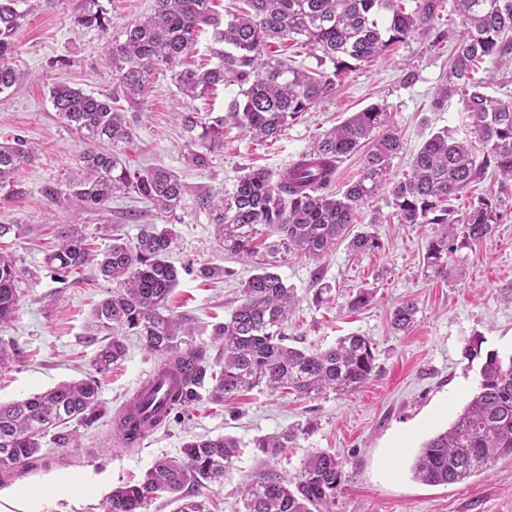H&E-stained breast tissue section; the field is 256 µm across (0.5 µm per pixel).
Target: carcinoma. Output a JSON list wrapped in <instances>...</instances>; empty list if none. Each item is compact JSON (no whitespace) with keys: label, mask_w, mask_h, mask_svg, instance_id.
<instances>
[{"label":"carcinoma","mask_w":512,"mask_h":512,"mask_svg":"<svg viewBox=\"0 0 512 512\" xmlns=\"http://www.w3.org/2000/svg\"><path fill=\"white\" fill-rule=\"evenodd\" d=\"M26 2L0 0V95L12 94L23 82L11 59L25 16L20 5ZM213 2L153 0L148 15L129 23L124 41L107 45L119 95L89 94L66 84L51 88L58 119L94 144L80 155L77 171L66 183L67 195L82 211L97 212L115 194L134 193L166 221L176 219L185 189L179 176L163 167L132 171L116 152L131 136L119 100L137 104L162 68L186 97L203 96L218 85L238 88L225 115L205 119L197 112L181 113L183 129L191 134L185 159L205 168L211 154L224 147L227 123L255 141L274 139L334 92L357 63L385 54L415 31L433 33L437 40L444 37L435 27L442 0H416L410 12L404 0H239V6L222 14ZM453 12L464 31L454 45L438 101L459 97L480 151L442 130L423 144L409 172L396 178L391 168L401 150L398 129L392 113L374 104L318 137L278 177L250 169L218 203L210 196L199 198L202 207L217 211L216 236L224 252L255 263V273L240 289L239 304L213 328L212 340L218 344L214 358L204 347H181L176 320L162 314L178 283V272L168 262L172 229L147 224L136 241L116 236L100 253L90 247L79 225L69 224L60 232L58 245L44 258L48 268L72 271L94 261L103 279L112 283L89 323L88 335L110 337L96 354V372L105 373L122 360V336L130 333L149 354L162 359L161 368L186 373L178 391L166 395L173 412L185 410L208 377L215 402L231 401L260 386L299 398L329 391L346 394L371 380L375 355L364 335L340 336L334 346L320 351L284 344L283 325L297 297L271 268L277 257L291 254L319 262L343 241L357 253L380 248L369 227L355 233L353 224L357 210L382 194L392 197L399 223L440 226L425 257L427 270L435 276L448 277V260L458 248L491 237L501 219L497 195L479 197L462 215L451 201L483 181L490 170L512 181V102L488 94L473 76L476 64L512 54V37L505 38L512 34V0H453ZM75 23L104 31L109 19L100 0H83ZM206 27L218 62L203 70L192 67L190 60ZM276 41L310 49L317 66L297 67L265 56ZM359 151L363 159L358 178L342 195L333 194L330 186L338 164ZM31 154L32 147L21 136H0V202L22 193L17 173ZM18 276L12 255L0 251L1 328L18 310ZM372 299L370 289L359 288L346 307L357 312ZM417 313L414 302L402 303L391 313L392 328L409 330ZM479 377L477 392L451 426L425 442L416 455L412 474L420 483L457 484L499 460H512V358L486 354ZM103 415L98 381L92 377L0 403V478L32 467L45 436L54 434L57 445L66 448L74 436L60 428L72 423L89 427ZM305 432L296 425L252 441L269 462L242 484L245 512H329L343 478V461L336 454L316 452L291 476L270 463ZM239 448L241 442L230 436L194 437L184 444L181 456L156 459L142 481L113 488L102 512H146L160 494L171 496L173 512H210L202 490L224 481Z\"/></svg>","instance_id":"carcinoma-1"}]
</instances>
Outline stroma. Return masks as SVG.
I'll return each mask as SVG.
<instances>
[{
  "mask_svg": "<svg viewBox=\"0 0 512 512\" xmlns=\"http://www.w3.org/2000/svg\"><path fill=\"white\" fill-rule=\"evenodd\" d=\"M101 2L112 19L104 33L75 25L81 0H57L51 8L42 0H29L13 58L24 83L19 92L0 95V133L21 135L34 150L17 174L21 194L0 203V224H19L24 230L21 238L0 240L23 272L15 319L0 329V338L11 341L16 352L10 366L0 371V402L94 375L107 415L79 428L77 446L63 449L45 437L33 467L0 484V512H98L113 488L138 482L159 456H180L184 443L194 437L224 435L239 439L243 449L223 484L209 486L206 494L212 512H244L238 487L264 461L251 441L295 424L307 432L278 456L277 467L293 474L313 452L337 454L344 478L330 512H512L510 462H495L485 473L451 485L427 486L411 473L422 444L446 430L477 389L480 362L468 357V348L512 355V182H498L492 175L453 202L462 213L473 198L492 192L505 205L490 239L450 257L456 272L452 279L424 268L434 226L398 223L385 195L356 215L357 224H371L380 249L356 255L342 243L321 263L290 257L279 264L278 274L298 297L285 327L288 345L314 350L351 332L369 337L376 370L363 388L313 399L257 388L217 403L204 386L188 410L172 413L142 444L125 446L114 440L112 415L124 408L159 360L128 336L124 359L110 372L96 374L97 345L86 325L110 285L92 262L66 277L43 263L45 251L58 243L57 228L72 216H79L93 246L101 250L113 235L132 241L144 225L162 222L132 193L114 196L95 213L81 211L72 200L50 201L44 193L48 187L64 189L87 148L80 133L59 122L50 89L64 83L88 93H114L104 47L152 5V0ZM452 46L448 39L436 44L411 34L405 43L349 73L332 95L290 122L278 138L260 144L238 130H226L223 148L203 169L185 162L188 136L181 115H221L237 89L220 85L206 96L182 100L170 75H156L139 103L129 108L131 136L118 150L130 169L167 168L185 186L170 254L179 283L168 299L171 314L191 330L182 337V346H203L216 355L212 329L229 316L242 281L253 272L249 258L225 254L215 238L213 212L199 206V197L231 192L248 167L279 174L318 135L373 104L389 107L402 137L403 149L392 163L394 175L407 171L426 139L439 130L471 138L459 99L436 101ZM375 214L381 217L376 225L371 222ZM205 264L223 266L229 274L221 280L202 278L198 269ZM322 282L331 285L333 300L318 306L313 296ZM360 287L371 289L373 300L363 310L348 311L346 299ZM408 300L419 308L417 320L408 331H394L391 313ZM66 481H83L87 487L65 491L61 485Z\"/></svg>",
  "mask_w": 512,
  "mask_h": 512,
  "instance_id": "35a3bbf8",
  "label": "stroma"
}]
</instances>
